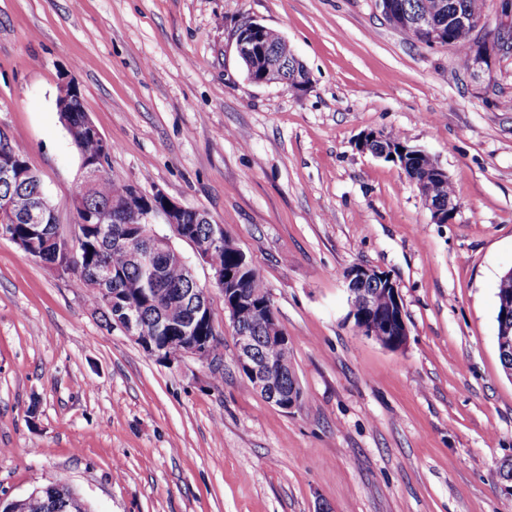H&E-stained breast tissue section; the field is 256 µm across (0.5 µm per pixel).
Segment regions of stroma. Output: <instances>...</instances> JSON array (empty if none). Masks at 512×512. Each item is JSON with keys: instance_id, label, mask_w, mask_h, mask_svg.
<instances>
[{"instance_id": "stroma-1", "label": "stroma", "mask_w": 512, "mask_h": 512, "mask_svg": "<svg viewBox=\"0 0 512 512\" xmlns=\"http://www.w3.org/2000/svg\"><path fill=\"white\" fill-rule=\"evenodd\" d=\"M484 0L480 72L391 25L375 0H0V130L27 151L62 233L80 160L62 76L112 144L113 180L223 225L291 336L302 391L249 389L212 272L224 364L162 361L0 237V498L50 483L90 512H512V377L496 292L512 269V11ZM246 20L278 30L302 92L250 82ZM402 133L458 201L435 224L399 166L361 151ZM396 281L409 330L391 351L348 319L344 274Z\"/></svg>"}]
</instances>
